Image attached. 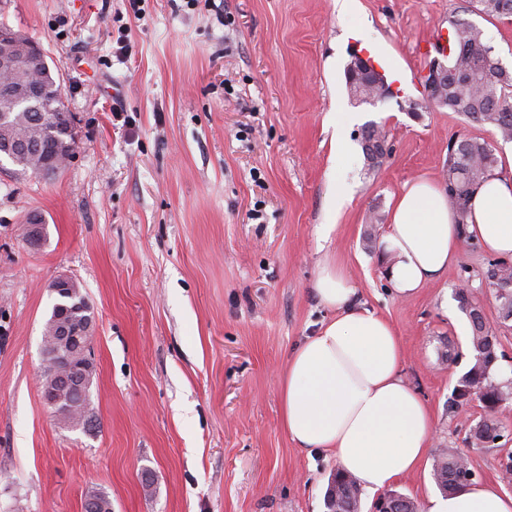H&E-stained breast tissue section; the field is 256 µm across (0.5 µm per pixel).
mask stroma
<instances>
[{
	"instance_id": "stroma-1",
	"label": "stroma",
	"mask_w": 512,
	"mask_h": 512,
	"mask_svg": "<svg viewBox=\"0 0 512 512\" xmlns=\"http://www.w3.org/2000/svg\"><path fill=\"white\" fill-rule=\"evenodd\" d=\"M458 20L512 72V20L478 0H145L137 15L127 0H0V26L43 48L77 130L52 179L0 165V512H82L94 491L112 512H326L338 464L289 439L277 381L333 316L313 290L327 256L392 323L402 373L433 414V447L393 491L426 503L435 459L455 448L478 482L512 495V439L472 444L480 403L449 406L472 359L461 279L512 368V320L482 277L489 254L463 239L447 272L404 299L364 242L367 228L386 234L404 184H444L451 140L512 149L494 126L424 103L421 77ZM356 49L393 97L351 98ZM369 123L390 145L374 169ZM336 182L349 188L338 207ZM32 214L45 222L37 247ZM60 276L80 281L96 316L89 429L64 426L42 398Z\"/></svg>"
}]
</instances>
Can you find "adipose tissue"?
I'll use <instances>...</instances> for the list:
<instances>
[{
    "label": "adipose tissue",
    "instance_id": "obj_1",
    "mask_svg": "<svg viewBox=\"0 0 512 512\" xmlns=\"http://www.w3.org/2000/svg\"><path fill=\"white\" fill-rule=\"evenodd\" d=\"M466 228L443 190L420 179L394 201L381 241L395 263L388 280L405 298L441 277L463 235L490 253L512 255V179L496 174L478 186ZM314 292L335 316L290 355L278 380L282 424L306 452H331L341 469L373 492L418 471L433 444L427 403L407 383L403 352L391 323L356 304L345 269L326 259ZM426 512H512L500 483L469 484L431 498Z\"/></svg>",
    "mask_w": 512,
    "mask_h": 512
}]
</instances>
